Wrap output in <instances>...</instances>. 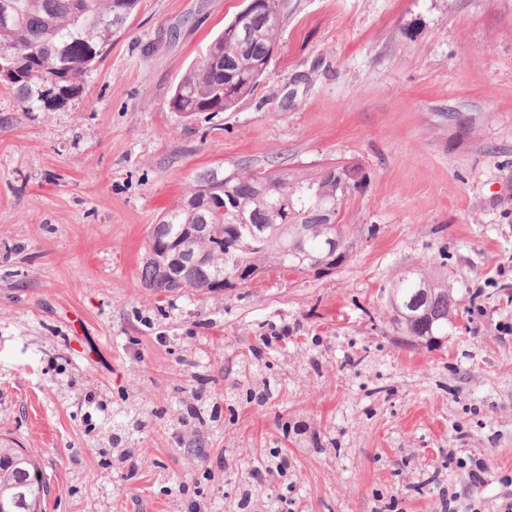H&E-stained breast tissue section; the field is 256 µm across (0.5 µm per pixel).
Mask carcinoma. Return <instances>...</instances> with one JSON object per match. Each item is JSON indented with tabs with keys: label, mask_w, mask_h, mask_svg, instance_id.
<instances>
[{
	"label": "carcinoma",
	"mask_w": 512,
	"mask_h": 512,
	"mask_svg": "<svg viewBox=\"0 0 512 512\" xmlns=\"http://www.w3.org/2000/svg\"><path fill=\"white\" fill-rule=\"evenodd\" d=\"M237 13L210 43L206 59L183 75L169 99L174 112H224L249 95L266 69L288 0H271ZM139 0H0V83L28 112L49 107L60 88L71 98L99 60L112 34L122 29ZM245 20L248 35L231 33ZM344 195L336 169L197 175L180 201L151 225L147 256L139 270L146 288L175 292L220 291L247 281V273L272 260L289 270L320 273L329 261L326 238L336 237L341 266L353 241L348 225L336 223ZM424 287V317L401 320L396 304ZM387 314L406 343L435 347L456 314L453 288L415 269L392 284ZM46 481L24 448L0 444V512H43Z\"/></svg>",
	"instance_id": "carcinoma-1"
}]
</instances>
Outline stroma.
<instances>
[{
    "label": "stroma",
    "mask_w": 512,
    "mask_h": 512,
    "mask_svg": "<svg viewBox=\"0 0 512 512\" xmlns=\"http://www.w3.org/2000/svg\"><path fill=\"white\" fill-rule=\"evenodd\" d=\"M246 0H140L60 107L0 85V441L46 477L45 512H497L512 477V0H288L255 90L187 118L169 97ZM355 164L350 258L267 266L216 293L138 275L149 228L197 174ZM422 269L458 311L404 345L387 289ZM270 389L258 405L247 392ZM194 406L205 453L185 444ZM137 408L126 460L112 417ZM485 459L483 485L466 465ZM288 470V458L284 455H276L274 459L267 461L263 468L259 469L254 476L257 484L266 483L272 478L277 479L278 476H283Z\"/></svg>",
    "instance_id": "1"
}]
</instances>
